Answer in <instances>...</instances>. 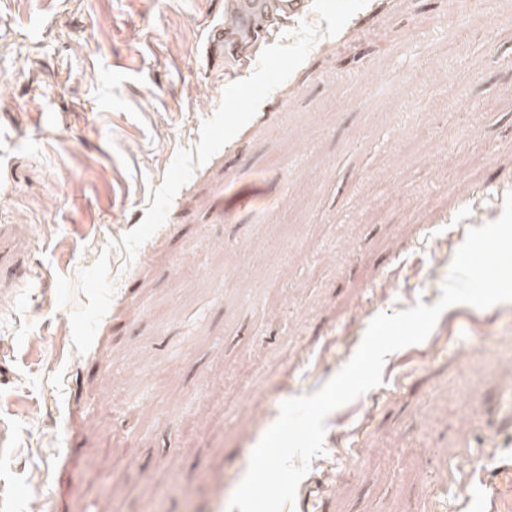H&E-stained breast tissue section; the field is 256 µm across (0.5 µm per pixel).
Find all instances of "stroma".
Listing matches in <instances>:
<instances>
[{
  "instance_id": "1",
  "label": "stroma",
  "mask_w": 512,
  "mask_h": 512,
  "mask_svg": "<svg viewBox=\"0 0 512 512\" xmlns=\"http://www.w3.org/2000/svg\"><path fill=\"white\" fill-rule=\"evenodd\" d=\"M457 7L312 0L237 69L224 0H0V512H227L283 389L440 298L512 186V0ZM382 380L283 512H512V301Z\"/></svg>"
}]
</instances>
